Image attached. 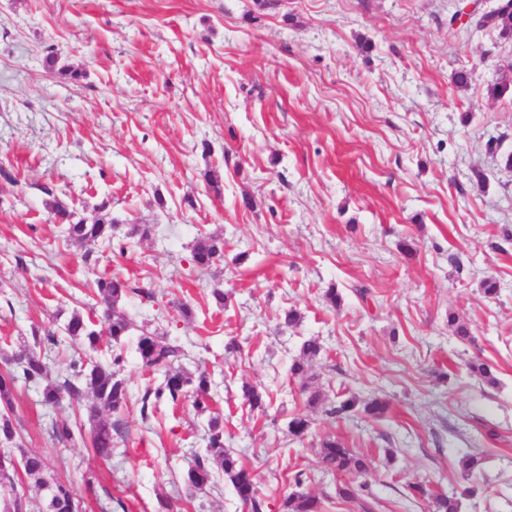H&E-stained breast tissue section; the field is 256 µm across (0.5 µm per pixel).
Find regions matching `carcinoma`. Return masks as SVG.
<instances>
[{
  "label": "carcinoma",
  "instance_id": "cac0c4a2",
  "mask_svg": "<svg viewBox=\"0 0 512 512\" xmlns=\"http://www.w3.org/2000/svg\"><path fill=\"white\" fill-rule=\"evenodd\" d=\"M490 18L502 38H512V0H502L498 10ZM59 57L60 52L56 47H48V70L78 78L76 71L64 64L58 65ZM51 207L55 216L66 221L68 239L73 243L83 245L99 239H112L115 224L110 213L106 212V206L100 207L101 215L92 222L83 218L74 219V213L57 200L51 203ZM223 259L224 238L205 235L195 241L190 261L196 269L207 270ZM96 290L104 307L110 342L118 346L132 331L139 330L137 353L142 363L164 372L160 384L148 386L143 391V416H149L159 402L168 400L175 404L182 396L193 398V407L199 414L211 412L208 373L202 370L197 374H190L174 367V363L185 356L182 346L163 340V337L149 331L145 325L136 327L121 307L129 293H135L137 289L131 287L128 280L113 275L98 279ZM448 324L458 340L463 343L472 340L470 328L459 316L453 313L448 315ZM61 332L77 346V357L71 360L69 369L64 374L52 375L45 354V351L57 345V337L51 333L42 336L37 328L31 330L33 344L6 359V378L0 379V444H13L18 437L11 413L15 382L21 379L27 385L41 388V404L47 409H55L65 399L83 406L85 419L72 422L62 418L52 422L51 432L54 439L62 443L68 442L74 438L75 432L86 427L89 430L91 452L101 459L110 458L115 436L121 434L122 426L119 421L104 416L103 411L117 414L126 404L129 387L126 379L121 376L122 354L112 353L106 360L96 358L95 353L101 350L102 337L89 315L73 312L63 324ZM321 351L322 345L319 341L309 338L302 343L299 356L291 366L292 376L302 381L306 405L309 407L317 406L322 399V391L308 382V372ZM469 370L487 384L497 382L493 366L487 362L473 361L469 363ZM242 399L253 410H265L264 395L255 386H243ZM385 411L386 402L381 399L363 401L350 395L325 410V413L334 418L349 416L355 412L379 417ZM310 426L311 419L308 416L296 414L288 421V433L301 440ZM484 462L485 459L476 454L464 453L458 460L461 475L466 479L476 476L483 470ZM317 465L325 472H338L349 476V480L335 487L337 499L356 505L359 512H373L370 502L372 493L366 480L370 463L366 456L347 447L340 440L326 437L321 440L317 451ZM216 468L221 469L228 477L237 496L250 512H264L265 501L258 496L251 472L239 464L232 451L224 447V425L217 414L208 419L206 448L195 454L190 462L187 470L189 484L197 490L205 489L211 483ZM48 472L47 458L38 454L23 452L18 457L0 455V512H24L26 482L34 483V486L44 492L45 512H82L80 499L72 487L48 476ZM305 482V471L299 470L293 475L296 490L283 496L279 512H325L320 497L302 490ZM407 488L413 497L431 499L435 512H459L460 502L456 498L439 496L420 483H411Z\"/></svg>",
  "mask_w": 512,
  "mask_h": 512
}]
</instances>
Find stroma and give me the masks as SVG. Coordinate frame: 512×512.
<instances>
[{
	"instance_id": "35a3bbf8",
	"label": "stroma",
	"mask_w": 512,
	"mask_h": 512,
	"mask_svg": "<svg viewBox=\"0 0 512 512\" xmlns=\"http://www.w3.org/2000/svg\"><path fill=\"white\" fill-rule=\"evenodd\" d=\"M456 2L0 0V170L15 177L0 178V372L32 328L72 312L106 330L95 282L117 274L155 293L125 299L134 322L181 344L185 370H208L224 445L265 512L301 469L305 491H333L335 476L313 468L327 435L371 458L376 512H432L408 497L412 482L459 497L460 512H512V170L501 162L512 97L489 93L512 39L449 25ZM51 45L78 79L48 71ZM53 196L89 221L107 205L111 242L70 244ZM132 224L152 232L127 237ZM204 234L223 237L224 259L201 272L189 257ZM487 278L495 296L480 290ZM291 308L300 322L282 327ZM452 310L472 342L455 339ZM311 337L325 404L376 396L383 417L306 406L290 367ZM121 350L130 397L111 459L92 456L87 438L53 439L52 421L72 409H45L20 382L22 448L48 459L85 512L118 499L158 512L161 496L183 512H247L227 477L188 484L207 418L188 399L142 417L160 375L135 337ZM475 359L494 366L496 385L470 375ZM246 384L266 411L243 403ZM299 413L312 421L301 440L288 433ZM466 451L487 457L471 497L456 468Z\"/></svg>"
}]
</instances>
